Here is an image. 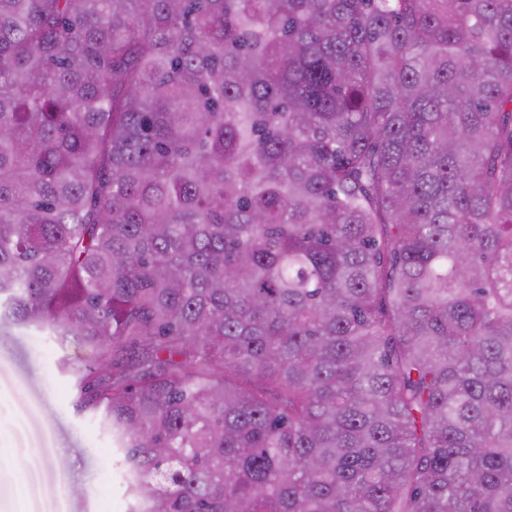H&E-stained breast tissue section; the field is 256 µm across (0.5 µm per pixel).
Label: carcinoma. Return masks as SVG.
<instances>
[{
  "label": "carcinoma",
  "instance_id": "cac0c4a2",
  "mask_svg": "<svg viewBox=\"0 0 512 512\" xmlns=\"http://www.w3.org/2000/svg\"><path fill=\"white\" fill-rule=\"evenodd\" d=\"M2 327L128 512H512V0H0Z\"/></svg>",
  "mask_w": 512,
  "mask_h": 512
}]
</instances>
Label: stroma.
I'll return each instance as SVG.
<instances>
[{
    "instance_id": "35a3bbf8",
    "label": "stroma",
    "mask_w": 512,
    "mask_h": 512,
    "mask_svg": "<svg viewBox=\"0 0 512 512\" xmlns=\"http://www.w3.org/2000/svg\"><path fill=\"white\" fill-rule=\"evenodd\" d=\"M64 355L90 359L33 331L0 335V512H126L112 439L76 411Z\"/></svg>"
}]
</instances>
